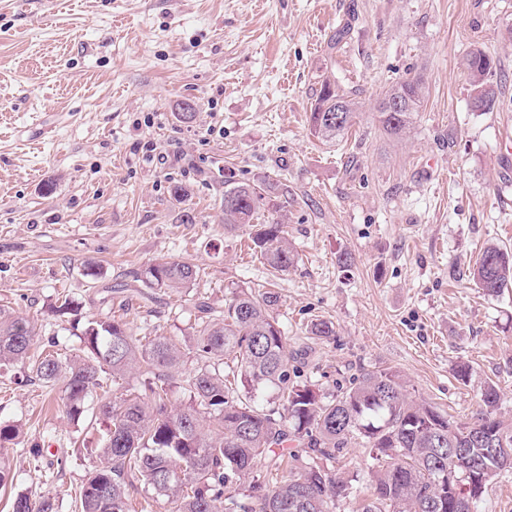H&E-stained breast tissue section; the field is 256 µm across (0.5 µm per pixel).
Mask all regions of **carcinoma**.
Returning a JSON list of instances; mask_svg holds the SVG:
<instances>
[{"label": "carcinoma", "mask_w": 512, "mask_h": 512, "mask_svg": "<svg viewBox=\"0 0 512 512\" xmlns=\"http://www.w3.org/2000/svg\"><path fill=\"white\" fill-rule=\"evenodd\" d=\"M465 69L473 91L497 100V65L481 50L470 52ZM407 100L402 112H389L387 98ZM423 98L422 76L396 82L381 97L377 112L390 137L402 135L416 119ZM344 108L340 121L328 111ZM356 103L329 79L311 107L309 129L326 142L353 126ZM227 229L254 228L252 242L276 274L288 271L295 255L280 218L263 219L288 202V186L265 180L226 184ZM484 294L498 297L512 289V250L489 244L470 271ZM199 270L179 260L149 264L143 284L171 292L195 285ZM280 302L270 288H243L225 302L216 318L201 320L194 347L185 350L166 336L137 338L112 315L91 318L82 331V354L63 358L55 351L34 361L28 354L35 325L0 307V368L28 364L29 376L53 385L63 382V405L78 419L93 389L137 370L146 396H119L98 406L107 424L102 447L80 492L82 512H128L126 478L139 474L149 490L168 504L167 512H335L349 499L358 476H336L331 463L360 442L372 460L371 495L356 512H459L453 486L468 487L467 512H477L499 471L512 468V424L499 412L497 387H484L472 422H457L434 406L410 396L398 372L375 368L352 378L349 386L323 394L289 372L288 337L274 317ZM194 371L183 374L185 359ZM189 392V403L168 406L175 385ZM17 424L0 425V488L13 485L8 446L20 444ZM462 449L448 457V441ZM295 450L284 454L286 443ZM264 459V469L257 461ZM12 512H55L50 498L23 492Z\"/></svg>", "instance_id": "1"}]
</instances>
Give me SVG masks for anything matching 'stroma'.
I'll list each match as a JSON object with an SVG mask.
<instances>
[{
	"label": "stroma",
	"mask_w": 512,
	"mask_h": 512,
	"mask_svg": "<svg viewBox=\"0 0 512 512\" xmlns=\"http://www.w3.org/2000/svg\"><path fill=\"white\" fill-rule=\"evenodd\" d=\"M475 49L501 73L490 112L470 108ZM417 73L418 117L388 138L377 102ZM327 75L359 103L333 144L308 122ZM511 150L512 0H0V305L35 323L36 354L78 352L86 319L113 314L189 346L200 306L216 315L272 282L291 365L321 392L388 368L462 422L494 384L512 418V292L486 296L468 276L487 244L512 246ZM228 171L287 183V272L225 228ZM161 260L194 263L199 281L145 288ZM64 298L76 313H56ZM319 320L333 336L308 335ZM61 396L0 370V423L22 428L12 492L80 512L105 426L68 418Z\"/></svg>",
	"instance_id": "obj_1"
}]
</instances>
